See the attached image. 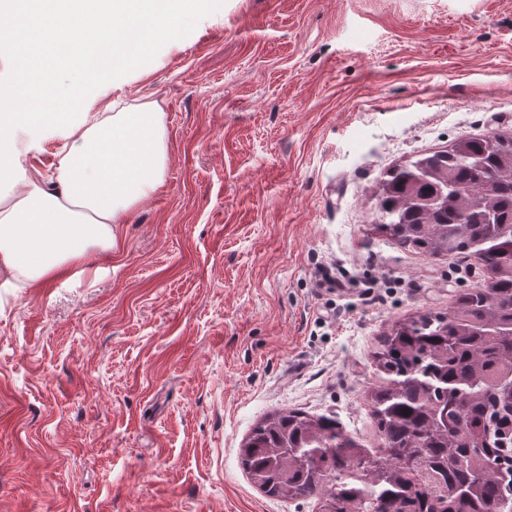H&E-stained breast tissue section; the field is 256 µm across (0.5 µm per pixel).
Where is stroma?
I'll use <instances>...</instances> for the list:
<instances>
[{
  "label": "stroma",
  "mask_w": 512,
  "mask_h": 512,
  "mask_svg": "<svg viewBox=\"0 0 512 512\" xmlns=\"http://www.w3.org/2000/svg\"><path fill=\"white\" fill-rule=\"evenodd\" d=\"M146 103L168 164L117 250L0 286V512H317L240 450L277 409L378 448L381 336L479 282L370 214L391 168L512 134V0H213L56 108Z\"/></svg>",
  "instance_id": "obj_1"
}]
</instances>
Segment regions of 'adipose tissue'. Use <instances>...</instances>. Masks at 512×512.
Segmentation results:
<instances>
[{
    "mask_svg": "<svg viewBox=\"0 0 512 512\" xmlns=\"http://www.w3.org/2000/svg\"><path fill=\"white\" fill-rule=\"evenodd\" d=\"M178 0H0V274L40 283L112 250L122 220L163 182L167 133L152 105L63 120L47 96L66 65L83 77L132 68L146 41H177ZM59 132L64 153L51 178L29 155Z\"/></svg>",
    "mask_w": 512,
    "mask_h": 512,
    "instance_id": "ef3b65f1",
    "label": "adipose tissue"
}]
</instances>
